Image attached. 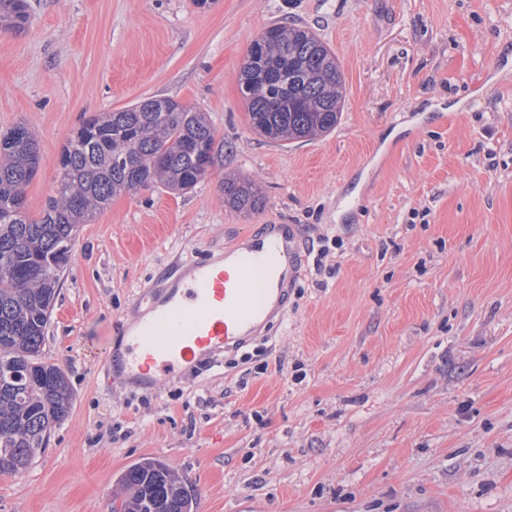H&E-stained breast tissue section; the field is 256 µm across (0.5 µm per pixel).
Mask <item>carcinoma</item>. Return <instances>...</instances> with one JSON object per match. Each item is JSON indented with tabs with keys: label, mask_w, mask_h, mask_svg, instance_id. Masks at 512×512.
Instances as JSON below:
<instances>
[{
	"label": "carcinoma",
	"mask_w": 512,
	"mask_h": 512,
	"mask_svg": "<svg viewBox=\"0 0 512 512\" xmlns=\"http://www.w3.org/2000/svg\"><path fill=\"white\" fill-rule=\"evenodd\" d=\"M26 21V0H0V26L20 29ZM239 81L253 129L272 142L326 135L341 118L336 55L306 26L278 24L256 36ZM218 153L206 113L171 97L101 112L64 147L54 194L34 218L26 187L38 166L37 140L23 124L0 135V474L22 475L72 407L65 372L45 360L43 348L80 225L124 193L193 189ZM222 192L224 205L239 213L264 204L249 178L224 179ZM117 482L113 512H195L194 490L158 459L129 466Z\"/></svg>",
	"instance_id": "1"
}]
</instances>
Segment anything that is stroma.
Returning a JSON list of instances; mask_svg holds the SVG:
<instances>
[{
    "label": "stroma",
    "mask_w": 512,
    "mask_h": 512,
    "mask_svg": "<svg viewBox=\"0 0 512 512\" xmlns=\"http://www.w3.org/2000/svg\"><path fill=\"white\" fill-rule=\"evenodd\" d=\"M27 4L0 28V133L38 139L30 214L81 124L146 97L208 113L223 153L193 190L123 194L81 226L43 351L73 406L0 474V512H112L144 458L196 512H512V0ZM285 21L331 47L346 96L335 131L282 146L251 129L238 74ZM230 174L261 182L260 210L225 206ZM270 224L295 226L301 271L264 340L151 392L110 379L141 296Z\"/></svg>",
    "instance_id": "stroma-1"
}]
</instances>
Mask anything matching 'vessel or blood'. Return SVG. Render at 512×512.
<instances>
[{
    "label": "vessel or blood",
    "instance_id": "vessel-or-blood-1",
    "mask_svg": "<svg viewBox=\"0 0 512 512\" xmlns=\"http://www.w3.org/2000/svg\"><path fill=\"white\" fill-rule=\"evenodd\" d=\"M295 241L287 225L271 224L259 237L183 268L145 313L120 327L106 367L150 391L257 339L285 310V285L298 269Z\"/></svg>",
    "mask_w": 512,
    "mask_h": 512
}]
</instances>
